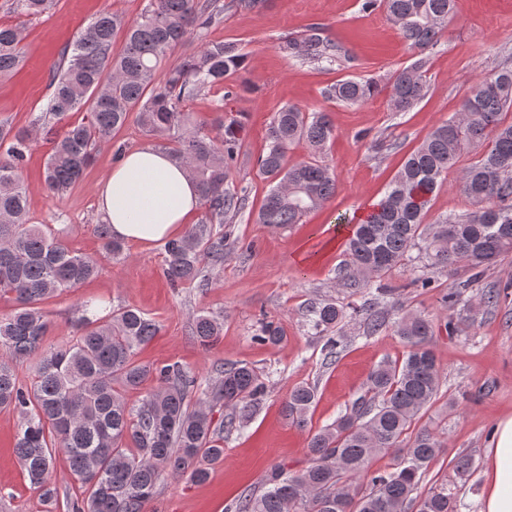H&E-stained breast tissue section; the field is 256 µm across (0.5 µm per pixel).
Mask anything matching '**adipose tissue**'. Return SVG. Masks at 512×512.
<instances>
[{
	"label": "adipose tissue",
	"mask_w": 512,
	"mask_h": 512,
	"mask_svg": "<svg viewBox=\"0 0 512 512\" xmlns=\"http://www.w3.org/2000/svg\"><path fill=\"white\" fill-rule=\"evenodd\" d=\"M200 205L195 182L167 151L141 147L111 168L96 188V206L114 237L158 244L178 237ZM483 512H512V415L491 438Z\"/></svg>",
	"instance_id": "ef3b65f1"
}]
</instances>
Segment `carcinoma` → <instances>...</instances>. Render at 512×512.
I'll return each instance as SVG.
<instances>
[{
    "mask_svg": "<svg viewBox=\"0 0 512 512\" xmlns=\"http://www.w3.org/2000/svg\"><path fill=\"white\" fill-rule=\"evenodd\" d=\"M53 0H12L18 16L34 17ZM384 6L389 19L414 52L415 60L391 78L389 104L408 112L428 94V53L454 12V0H364L365 10ZM224 17L220 0H150L135 21L103 13L67 47L50 70L51 118L60 122L79 110L85 122L69 124L53 141L44 171V187L61 195L84 176L93 163L97 143L107 140L136 113L143 133L172 146L176 161L195 180L205 223L192 225L165 243L166 278L176 287L200 278L201 264L224 263V234L207 229L241 212L245 194L229 186L230 162L238 156L242 122L224 116L208 123L184 109V103L214 87L228 99L246 57L235 45L208 43L197 53L165 65L170 52L197 29ZM120 48H114L117 37ZM17 28L0 27V77L20 69L23 61ZM290 56L323 68L336 64L342 47L323 36L322 27H307L300 39L281 45ZM379 92L370 80L349 78L327 90L343 104L366 101ZM512 67L485 74L464 98L458 112L431 131L405 160L384 196L346 241L341 268L350 285L363 288L401 264L408 251L424 244L433 266L472 271L451 289L443 302L458 304L479 283L485 269L512 253ZM336 137L327 112L307 113L294 105L281 107L269 124L266 152L258 159L261 174L273 186L257 223L272 229L303 223L335 194L336 177L320 160ZM33 132L14 135L0 128V296H10L12 312L0 319V407L17 413L14 451L31 485L45 500H58L52 482L58 460L70 480L84 488L82 499L68 500L66 512H145L162 479L186 478L203 484L224 458V433L242 423L265 395L266 386L246 363L221 370L217 384L192 407L188 397L196 379L180 365L161 368L139 363L137 350L158 327L139 309L120 307L94 320L84 317L77 336L61 346H46L49 321L42 304L99 276L98 260L78 254L42 224L28 222V185L20 170ZM307 145L310 158L286 166L288 151ZM474 160L458 177L460 190L477 205L464 218L447 216L424 223L430 197L443 186L466 148ZM106 254L126 257L125 243L112 237L108 224L98 225ZM344 306L324 300L308 309V320L326 337L327 357L343 346ZM224 316L202 311L193 319L192 336L204 346L223 331ZM391 326L407 351L400 360L385 359L370 373L364 394L336 420L308 441L309 465L295 473L276 467L263 490H243L225 512H459L448 484L420 487L422 476L442 448L438 434L425 426L408 433L437 399L441 370L430 341L433 321L408 313L388 324L385 311L366 316L367 333ZM257 339L277 345L280 328L269 321ZM39 358L35 382L24 387L14 365ZM137 412L123 394L150 379ZM316 389L295 387L282 404L288 423L303 429L315 403ZM232 412L217 421L218 403ZM387 453L389 470L371 469L374 456ZM365 484L357 490L353 484Z\"/></svg>",
    "mask_w": 512,
    "mask_h": 512,
    "instance_id": "cac0c4a2",
    "label": "carcinoma"
}]
</instances>
